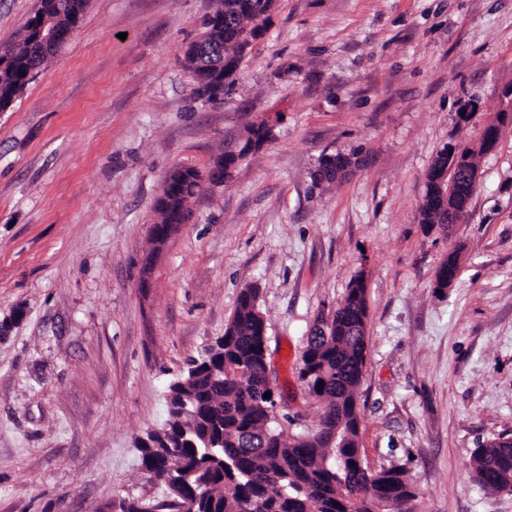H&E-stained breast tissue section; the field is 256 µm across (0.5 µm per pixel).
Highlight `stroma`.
<instances>
[{"instance_id":"1","label":"stroma","mask_w":512,"mask_h":512,"mask_svg":"<svg viewBox=\"0 0 512 512\" xmlns=\"http://www.w3.org/2000/svg\"><path fill=\"white\" fill-rule=\"evenodd\" d=\"M39 6L0 0V52ZM215 6L88 0L0 111V512L167 500L136 440L162 426L170 382L248 286L288 396L282 428L314 432L323 409L297 377L309 329L363 268L366 463L403 468L414 512H512V494L485 492L470 467L479 445L512 436V127L479 160L468 223L449 237L418 218L437 151L474 141L512 85V0H276L220 103L194 94L181 63ZM268 119L273 139L191 200L145 268L167 175L206 171ZM331 153L360 166L317 185ZM457 246L459 278L439 292Z\"/></svg>"}]
</instances>
